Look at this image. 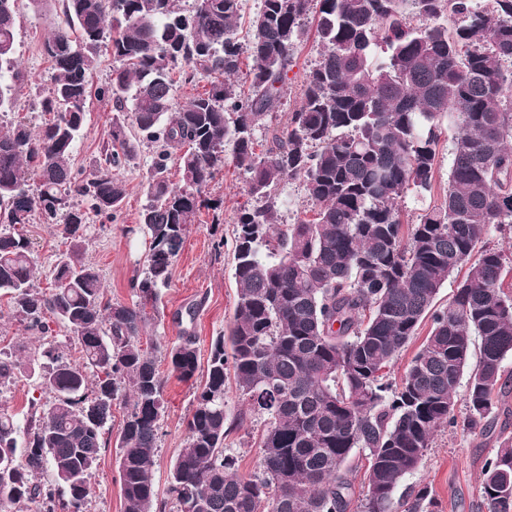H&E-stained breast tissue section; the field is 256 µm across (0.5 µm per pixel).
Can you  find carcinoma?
<instances>
[{
  "instance_id": "obj_1",
  "label": "carcinoma",
  "mask_w": 512,
  "mask_h": 512,
  "mask_svg": "<svg viewBox=\"0 0 512 512\" xmlns=\"http://www.w3.org/2000/svg\"><path fill=\"white\" fill-rule=\"evenodd\" d=\"M16 0H0V112L12 110L23 79L14 57ZM434 20L414 28L407 7ZM313 15L322 51L306 74L288 129L256 151V127L279 110L293 50ZM453 18L449 28L436 20ZM242 0H60L44 41L53 86L41 98L39 132L15 121L0 132V295L42 335L52 317L80 361L40 345L27 370L0 349V386L26 374L39 396L24 421L0 413V512H87L93 469L108 447L104 428L125 409L116 439L124 512H166L154 457L170 372L198 370L196 337L144 345L205 189L231 162L259 204L240 208L238 285L227 335L211 344L206 380L194 397L184 447L167 494L177 512H347L345 472L360 453L368 491L361 512H394V493L431 447L458 426L486 436L499 399L512 390L502 362L512 355V253L486 241L512 232V0H260L243 21ZM250 65L240 78L241 40ZM118 66L97 88L117 115L101 145L104 163L71 165L102 50ZM209 78L210 89L173 109L176 84ZM457 129L443 203L419 223L399 203L432 190L445 125ZM155 145L147 204L146 269L130 282V304L107 297L85 259L91 216L111 221L127 196L120 171L139 145ZM178 165L181 183L170 180ZM302 182L314 218L278 223V187ZM39 219L67 243L48 293L34 289L33 242L21 229ZM468 271L446 308L440 288ZM430 330L400 381L391 368L424 321ZM267 422L259 470L239 472L225 384ZM465 387L466 415L456 402ZM482 467L488 512H512V436L499 434ZM52 468L57 485L38 481ZM428 487L405 512H435Z\"/></svg>"
}]
</instances>
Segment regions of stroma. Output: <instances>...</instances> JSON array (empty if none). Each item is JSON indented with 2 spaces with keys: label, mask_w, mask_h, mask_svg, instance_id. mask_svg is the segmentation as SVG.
<instances>
[{
  "label": "stroma",
  "mask_w": 512,
  "mask_h": 512,
  "mask_svg": "<svg viewBox=\"0 0 512 512\" xmlns=\"http://www.w3.org/2000/svg\"><path fill=\"white\" fill-rule=\"evenodd\" d=\"M56 12L34 11L28 0L18 4L15 58L25 76V88L13 116L38 125L40 118L36 102L51 85V64L42 51L43 42L57 22ZM320 47L314 33H307L298 44L285 84V98L278 112L271 114L263 128L257 129L255 139L264 142L273 131L286 129L289 113L297 107L305 74L317 62ZM110 104L91 99L83 132L72 151L76 169L92 172L101 162L100 147L112 125ZM152 148L143 144L136 159L121 171L129 193L115 219L102 223L93 219L87 232V257L99 269L109 296L113 300L132 303L134 296L130 282L145 269V243L133 229L140 222V214L147 202L144 191ZM450 160L447 142H440L433 190L420 198L407 196L402 205L404 223H418L424 209L440 203L448 187ZM207 199L218 202L217 210H203L201 220L192 225L183 249L171 268V280L165 288L157 312L151 313L145 331L147 338L165 344L176 341L183 332L197 338L200 367L194 378L182 381L171 375L167 360H159L158 368L166 380V411L161 421L163 437L155 458V482L158 492H166L169 469L184 444L185 423L191 409L194 393L206 375L210 345L216 336L226 333L232 319L237 295L234 278V227L239 209L251 197L244 176L227 166L210 184ZM28 234L34 243L35 279L39 289H47L50 268L58 252L65 245L47 225H28ZM223 247H216V240ZM264 428L261 417L249 419L227 438L238 457L240 472H253L258 465L256 443ZM494 438H481L462 430H442L436 433L417 471L407 476L398 486L394 498L404 501L420 485L432 488L439 512H488L480 491L481 468L495 450ZM116 448L103 451L93 470L91 481L95 495L88 512H124L121 495Z\"/></svg>",
  "instance_id": "obj_1"
}]
</instances>
